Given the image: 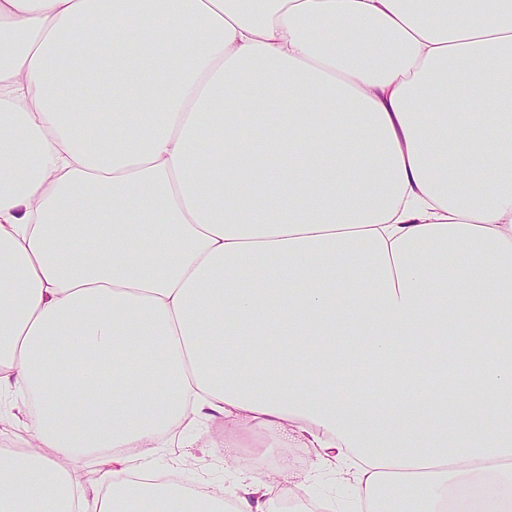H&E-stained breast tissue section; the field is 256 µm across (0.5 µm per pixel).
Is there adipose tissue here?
Segmentation results:
<instances>
[{
	"label": "adipose tissue",
	"instance_id": "ef3b65f1",
	"mask_svg": "<svg viewBox=\"0 0 512 512\" xmlns=\"http://www.w3.org/2000/svg\"><path fill=\"white\" fill-rule=\"evenodd\" d=\"M476 3L0 0V512H267L321 472L512 512V0ZM209 424L232 487L147 484Z\"/></svg>",
	"mask_w": 512,
	"mask_h": 512
}]
</instances>
